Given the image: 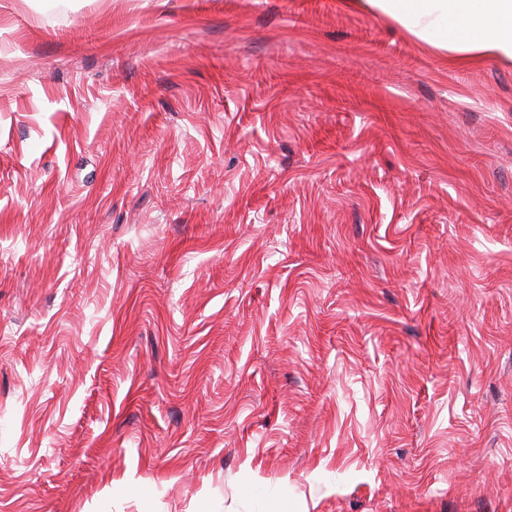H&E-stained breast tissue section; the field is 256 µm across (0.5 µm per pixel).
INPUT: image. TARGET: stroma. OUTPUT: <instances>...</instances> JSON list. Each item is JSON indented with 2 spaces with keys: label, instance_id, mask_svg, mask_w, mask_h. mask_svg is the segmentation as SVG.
I'll use <instances>...</instances> for the list:
<instances>
[{
  "label": "stroma",
  "instance_id": "stroma-1",
  "mask_svg": "<svg viewBox=\"0 0 512 512\" xmlns=\"http://www.w3.org/2000/svg\"><path fill=\"white\" fill-rule=\"evenodd\" d=\"M512 512V64L340 0H0V512Z\"/></svg>",
  "mask_w": 512,
  "mask_h": 512
}]
</instances>
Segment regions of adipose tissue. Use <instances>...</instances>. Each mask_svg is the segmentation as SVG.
<instances>
[{"instance_id":"ef3b65f1","label":"adipose tissue","mask_w":512,"mask_h":512,"mask_svg":"<svg viewBox=\"0 0 512 512\" xmlns=\"http://www.w3.org/2000/svg\"><path fill=\"white\" fill-rule=\"evenodd\" d=\"M408 32L456 58L512 61V0H365Z\"/></svg>"}]
</instances>
